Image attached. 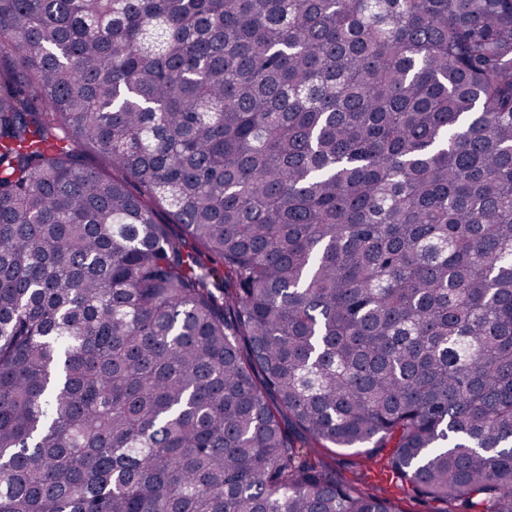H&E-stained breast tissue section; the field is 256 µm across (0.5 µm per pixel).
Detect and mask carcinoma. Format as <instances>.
Instances as JSON below:
<instances>
[{"label":"carcinoma","instance_id":"cac0c4a2","mask_svg":"<svg viewBox=\"0 0 512 512\" xmlns=\"http://www.w3.org/2000/svg\"><path fill=\"white\" fill-rule=\"evenodd\" d=\"M298 433L512 512V0H0V512H399Z\"/></svg>","mask_w":512,"mask_h":512}]
</instances>
